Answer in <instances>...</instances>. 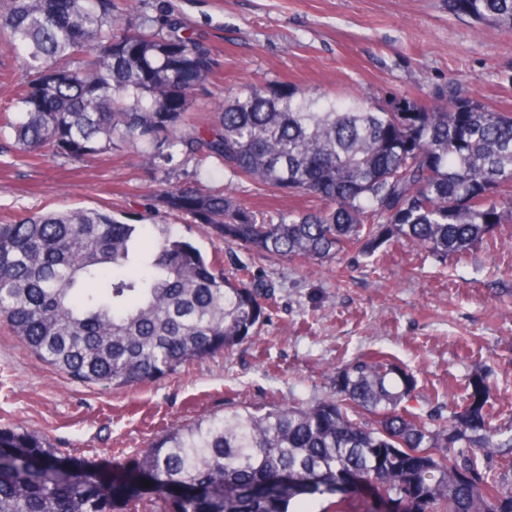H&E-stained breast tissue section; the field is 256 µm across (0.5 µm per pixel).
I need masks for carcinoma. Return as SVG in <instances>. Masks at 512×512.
Here are the masks:
<instances>
[{
    "instance_id": "1",
    "label": "carcinoma",
    "mask_w": 512,
    "mask_h": 512,
    "mask_svg": "<svg viewBox=\"0 0 512 512\" xmlns=\"http://www.w3.org/2000/svg\"><path fill=\"white\" fill-rule=\"evenodd\" d=\"M512 30V0H454ZM0 47L26 77L0 113L20 158L85 161L131 149L152 175L179 160L314 208L258 213L233 188L197 178L158 203L224 243L304 263L406 241L461 259L512 222V112L452 88L423 103L338 101L293 85L246 84L189 116L213 50L169 14L135 25L115 0H0ZM272 288L249 267L208 256L164 225L110 211L34 212L0 224V323L43 364L87 384L149 385L240 346L267 315ZM307 405L212 416L165 431L104 476L66 467L62 450L0 428V512H118L140 477L169 512H290L302 499L372 487L395 512H512V427L495 424L487 379L468 380L448 421L409 406L416 375L382 351L336 368ZM496 461L490 474L486 463Z\"/></svg>"
}]
</instances>
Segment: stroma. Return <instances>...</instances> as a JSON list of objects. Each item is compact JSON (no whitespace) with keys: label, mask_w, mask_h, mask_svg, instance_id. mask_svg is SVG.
Returning a JSON list of instances; mask_svg holds the SVG:
<instances>
[{"label":"stroma","mask_w":512,"mask_h":512,"mask_svg":"<svg viewBox=\"0 0 512 512\" xmlns=\"http://www.w3.org/2000/svg\"><path fill=\"white\" fill-rule=\"evenodd\" d=\"M201 35L218 61L193 92V112L245 83H288L344 100L431 101L462 89L512 112V32L479 23L451 0H139ZM200 175L225 188L222 169L184 162L150 177L130 153L91 162L0 153V223L40 210L103 209L131 224H165L206 254L223 243L187 216L157 211L159 185ZM496 248L439 262L400 242L371 258L325 263L237 257L275 296L268 319L233 351L138 388L86 385L37 359L0 327V428L33 432L106 474L130 463L164 430L233 409L306 405L329 394L331 372L382 348L418 379L412 406L447 420L471 376L487 375L500 422L512 424V223Z\"/></svg>","instance_id":"stroma-1"}]
</instances>
